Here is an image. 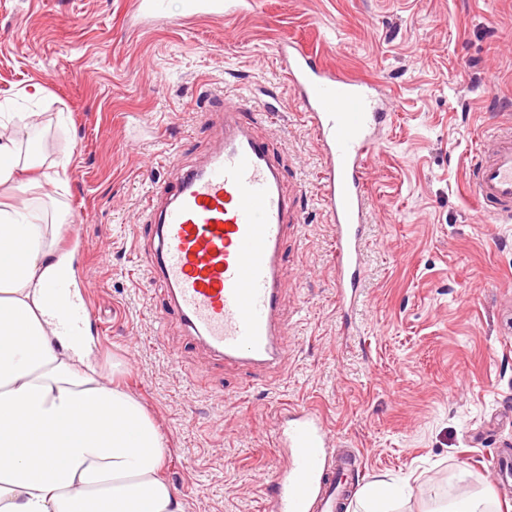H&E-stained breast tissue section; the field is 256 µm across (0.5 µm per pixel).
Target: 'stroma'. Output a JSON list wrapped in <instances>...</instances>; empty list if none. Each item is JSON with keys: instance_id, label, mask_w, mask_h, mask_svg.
Wrapping results in <instances>:
<instances>
[{"instance_id": "35a3bbf8", "label": "stroma", "mask_w": 512, "mask_h": 512, "mask_svg": "<svg viewBox=\"0 0 512 512\" xmlns=\"http://www.w3.org/2000/svg\"><path fill=\"white\" fill-rule=\"evenodd\" d=\"M133 0H0V137L38 186L0 201L58 240L92 315L104 378L160 428L185 512H264L284 457L280 404L316 409L360 484L403 489L391 512H435L459 491L512 512V223L481 219L469 161L512 123V0H256L223 20L131 29ZM294 41L380 86L391 118L367 163L360 300L342 314L335 231L320 204L324 157L277 49ZM248 99L283 161L301 221L283 249L285 367L224 364L145 280L146 205L222 136L212 94ZM65 171H58V164Z\"/></svg>"}]
</instances>
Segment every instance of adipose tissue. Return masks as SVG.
Instances as JSON below:
<instances>
[{
	"mask_svg": "<svg viewBox=\"0 0 512 512\" xmlns=\"http://www.w3.org/2000/svg\"><path fill=\"white\" fill-rule=\"evenodd\" d=\"M49 231L0 208V512H184L157 425L103 383L92 337L58 326L70 268Z\"/></svg>",
	"mask_w": 512,
	"mask_h": 512,
	"instance_id": "obj_1",
	"label": "adipose tissue"
}]
</instances>
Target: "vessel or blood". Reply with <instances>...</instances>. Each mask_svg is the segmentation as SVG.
I'll use <instances>...</instances> for the list:
<instances>
[{
    "label": "vessel or blood",
    "mask_w": 512,
    "mask_h": 512,
    "mask_svg": "<svg viewBox=\"0 0 512 512\" xmlns=\"http://www.w3.org/2000/svg\"><path fill=\"white\" fill-rule=\"evenodd\" d=\"M138 23L163 20L164 0H133ZM253 0H185L187 17L212 20L248 10ZM281 68L324 153L320 197L336 234V292L357 300L361 247L368 222L365 165L374 132L387 122L363 79L340 74L292 42L278 49ZM224 112V140L205 162L149 207L157 244L152 278L193 336L215 356L244 370L288 359L287 326L277 317L283 240L296 212L282 170L253 136L237 106ZM469 187L479 211L512 220V126L490 151H477ZM285 464L266 479L269 512H343L354 479L351 457L334 458L321 416L304 407L276 415Z\"/></svg>",
    "instance_id": "1"
}]
</instances>
